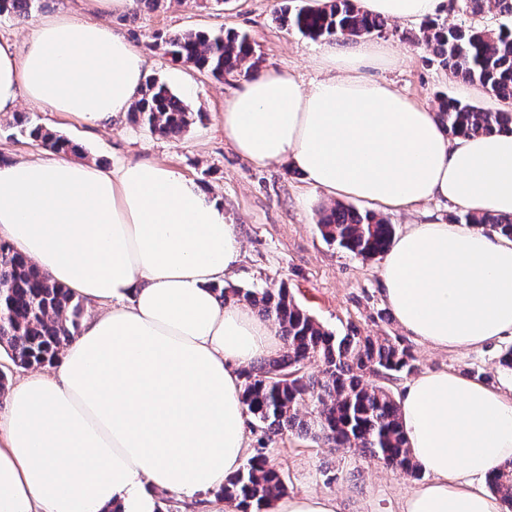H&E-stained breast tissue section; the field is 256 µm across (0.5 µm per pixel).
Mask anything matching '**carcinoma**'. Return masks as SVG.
I'll return each instance as SVG.
<instances>
[{
  "instance_id": "1",
  "label": "carcinoma",
  "mask_w": 512,
  "mask_h": 512,
  "mask_svg": "<svg viewBox=\"0 0 512 512\" xmlns=\"http://www.w3.org/2000/svg\"><path fill=\"white\" fill-rule=\"evenodd\" d=\"M42 0H0V16L28 18ZM465 16L494 12L512 19V0H460ZM277 20L311 39L357 38L380 34L387 22L361 10L356 0H314L303 5L285 0ZM423 40L439 65L464 81H479L508 107L487 112L446 96L437 117L452 136L512 132V27L478 29L462 24L428 22ZM151 48L175 62L193 65L215 79L241 73L246 62L259 63L246 33L186 31L155 36ZM131 120L154 135L178 139L193 123L184 98L166 83L151 78L135 101ZM17 126L53 153L77 154L80 147L18 116ZM453 224H477L512 238V218L461 213ZM323 239L363 259L385 253L394 225L373 211L364 213L338 204L321 218ZM0 308L9 323L0 326V350L16 367L35 369L52 363L72 341L84 316V301L50 281L33 262L0 243ZM226 301L254 309L273 324L281 353L243 370V404L252 427L268 441L286 433L323 440L335 448L353 449L364 458L418 479L400 419L399 400L387 383L417 370L410 345L398 336L363 335L355 326L335 333L300 307L285 283L271 288L219 289ZM319 367L309 371L310 364ZM492 493L512 512V462L487 479ZM286 492L282 471L260 451L228 477L217 496L236 512H267Z\"/></svg>"
}]
</instances>
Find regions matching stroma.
Returning <instances> with one entry per match:
<instances>
[{
    "mask_svg": "<svg viewBox=\"0 0 512 512\" xmlns=\"http://www.w3.org/2000/svg\"><path fill=\"white\" fill-rule=\"evenodd\" d=\"M282 0H161L159 7L132 15L110 16L108 22L139 49L145 50L149 75L167 80L172 62L148 45L155 33L232 28L249 34L262 67L293 71L303 82L322 76L317 54L321 41L281 26L277 12ZM422 22L389 21L375 35L389 47L395 63L372 69L371 74L393 83L419 102L437 107L439 94L471 103L487 111L501 109L487 89L451 75L438 66L424 48ZM189 87L182 95L190 109L202 113L180 139L170 140L135 125L129 115L87 131L61 113L22 104L32 122L80 143L83 161L107 168L138 160H152L181 171L206 192L222 199L225 216L235 224L243 242L232 284L264 288L286 282L296 302L334 331L354 324L363 331L398 336L394 317L385 316L380 293L381 259H362L325 242L318 230L322 211L334 202L322 190L303 183L295 170L282 165H257L235 154L224 141L219 115L237 80H217L192 66H177ZM419 371L479 367L493 384L512 381L497 363V348L443 353L413 343ZM250 449L264 448L285 477L288 494L316 492L337 497L340 512H401L416 479L377 464L350 449L283 435L264 444L258 430H248Z\"/></svg>",
    "mask_w": 512,
    "mask_h": 512,
    "instance_id": "35a3bbf8",
    "label": "stroma"
}]
</instances>
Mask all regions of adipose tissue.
Returning a JSON list of instances; mask_svg holds the SVG:
<instances>
[{
  "instance_id": "adipose-tissue-1",
  "label": "adipose tissue",
  "mask_w": 512,
  "mask_h": 512,
  "mask_svg": "<svg viewBox=\"0 0 512 512\" xmlns=\"http://www.w3.org/2000/svg\"><path fill=\"white\" fill-rule=\"evenodd\" d=\"M417 21L447 0H360ZM133 0H78L0 41V112L20 100L87 127L129 112L148 62L105 23ZM389 58L363 40L322 47L325 78L285 68L242 76L224 139L258 164L385 212L449 200L512 216V133L449 136L435 112L364 75ZM0 240L92 306L51 372L13 384L0 417V512H158L161 493L218 491L242 466L241 371L277 356L276 329L217 288L242 242L182 172L147 160L106 169L63 154L0 164ZM382 295L419 342L450 352L512 335V240L473 224L407 225L384 255ZM405 436L424 480L402 512H500L489 475L512 461V385L451 369L410 380Z\"/></svg>"
}]
</instances>
